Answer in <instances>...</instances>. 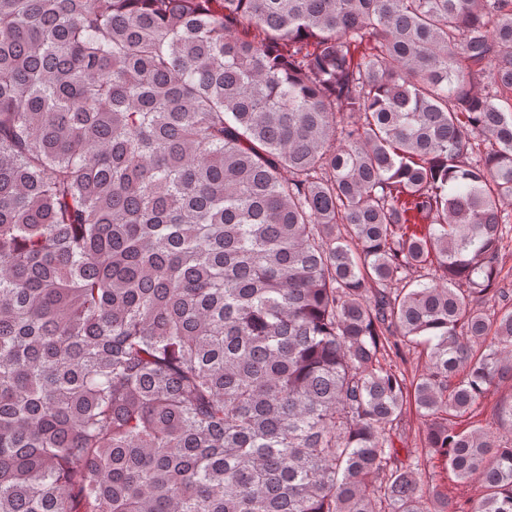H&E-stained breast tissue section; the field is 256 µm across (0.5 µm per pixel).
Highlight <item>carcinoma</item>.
Wrapping results in <instances>:
<instances>
[{
    "label": "carcinoma",
    "instance_id": "carcinoma-1",
    "mask_svg": "<svg viewBox=\"0 0 512 512\" xmlns=\"http://www.w3.org/2000/svg\"><path fill=\"white\" fill-rule=\"evenodd\" d=\"M506 202L512 0H0V512H512ZM512 235L504 240L501 251V274L494 288H504L509 292L512 304ZM398 369H400L408 380L417 378L424 370L425 357L420 353V348L410 347L403 349L402 359H395ZM510 399L512 400V380L504 379L474 407L471 414L458 420V427L468 430L473 427L490 429L496 432L503 441H507L512 438V433L507 429H497L495 409L499 402ZM393 440L399 451V459L407 462V456L418 459L423 466V476L433 477V483L448 489V496L465 500L468 497L476 498L477 485H461L449 472L439 467L437 459L428 456L427 448H424L422 436V419L413 405H407L402 417L394 426Z\"/></svg>",
    "mask_w": 512,
    "mask_h": 512
}]
</instances>
